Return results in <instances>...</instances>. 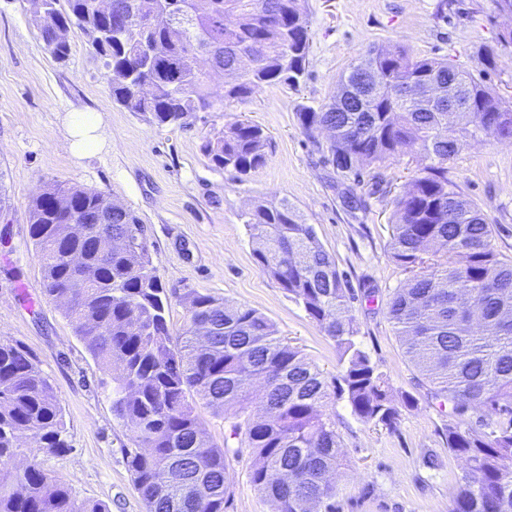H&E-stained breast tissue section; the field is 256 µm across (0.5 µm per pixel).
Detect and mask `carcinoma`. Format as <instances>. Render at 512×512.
Here are the masks:
<instances>
[{"instance_id":"1","label":"carcinoma","mask_w":512,"mask_h":512,"mask_svg":"<svg viewBox=\"0 0 512 512\" xmlns=\"http://www.w3.org/2000/svg\"><path fill=\"white\" fill-rule=\"evenodd\" d=\"M32 23L53 58L64 61L70 42L59 32L86 34L104 59L114 102L151 114L159 125L195 112H222L264 85L295 86L305 75L308 19L298 0H43ZM186 12L193 23L141 28L133 18ZM227 68L224 98L199 67ZM377 81L365 85L358 66L338 81L336 95L298 119L309 136L335 129L328 161L356 176L409 149L426 164L412 189L396 201L391 257L412 273L387 301V316L418 385L455 421L444 439L448 454L466 466L449 512H512V260L495 248L481 209L448 178V161L478 136L512 141V105L482 79L445 58L420 57L394 44L371 50ZM454 74L462 111L448 129L436 102L424 110L404 90L428 99ZM205 153L219 168L245 175L266 161V136L236 119L205 136ZM260 270L336 343L339 392L363 422L391 426L399 407L417 406L407 391L392 398L386 374L355 341L354 296L313 227L282 199L256 202L242 215ZM30 235L43 268L45 294L64 305L75 333L104 370L117 366L112 411L137 447L126 463L146 512H224L231 497L229 456L247 452L250 481L277 512H337V485L329 475L343 465L336 424L323 407L329 385L301 350L278 336L258 310L209 293L187 295L188 323L172 335L169 294L152 266L147 237L125 248L111 241L144 227L135 211L102 191L54 181L28 207ZM101 225L84 238L60 241L56 225ZM79 253L84 261L72 262ZM224 412V447L207 439L194 399ZM497 419L486 430L463 429L475 409ZM62 408L36 360L17 343L0 341V512H110L104 502L77 498L38 465L15 466L22 435L52 452L67 448ZM185 474L170 481L172 469Z\"/></svg>"}]
</instances>
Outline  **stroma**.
<instances>
[{
    "label": "stroma",
    "mask_w": 512,
    "mask_h": 512,
    "mask_svg": "<svg viewBox=\"0 0 512 512\" xmlns=\"http://www.w3.org/2000/svg\"><path fill=\"white\" fill-rule=\"evenodd\" d=\"M299 0L309 21L307 74L298 89L265 86L221 112H197L160 125L150 114L117 105L103 59L80 32L70 33V55L56 61L31 18L34 0H0V340L21 344L38 361L63 410L65 451L26 441L27 458L79 498L102 501L111 512H146L126 465L134 447L115 416L112 380L90 357L63 307L44 293L43 273L30 238L28 206L52 181L104 191L143 219L153 265L171 297L173 334L188 321L183 297L195 290L258 310L282 337L299 346L323 373L338 377L336 345L280 285L258 267L241 215L256 201L288 200L311 224L356 295V341L385 373L394 393L409 391L414 408L401 409L392 426L358 420L346 397L331 390L324 411L336 422L347 468L337 477L339 512H448L464 475L449 455L443 431L450 417L404 355L386 315L388 295L406 278L390 253L395 200L417 177V155L368 170L361 181L327 161L324 133L300 127V105L328 103L336 82L373 47L400 44L414 55L462 64L512 102V16L494 0ZM495 51L486 69L481 48ZM96 112V152L69 148L72 119ZM246 119L268 137L266 162L241 175L218 168L202 149L203 137L225 122ZM448 176L494 228L497 250L512 257V142L467 141L448 163ZM375 289L376 300L362 294ZM442 457L424 468L427 450ZM250 456L231 460L232 496L225 512H275L251 484Z\"/></svg>",
    "instance_id": "1"
}]
</instances>
